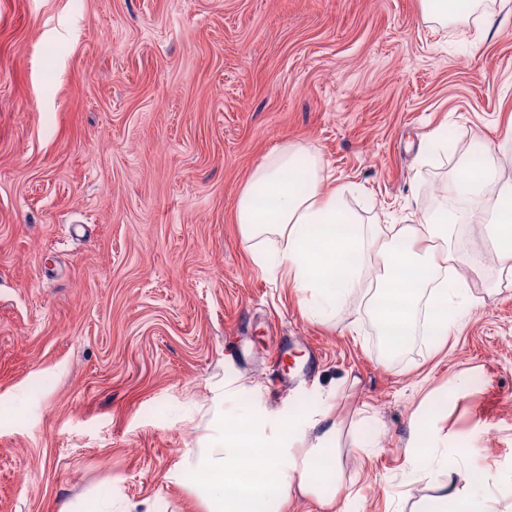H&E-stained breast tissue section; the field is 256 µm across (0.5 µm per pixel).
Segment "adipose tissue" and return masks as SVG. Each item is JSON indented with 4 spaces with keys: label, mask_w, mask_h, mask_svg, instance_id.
<instances>
[{
    "label": "adipose tissue",
    "mask_w": 512,
    "mask_h": 512,
    "mask_svg": "<svg viewBox=\"0 0 512 512\" xmlns=\"http://www.w3.org/2000/svg\"><path fill=\"white\" fill-rule=\"evenodd\" d=\"M493 152L484 144L478 153L459 154L444 200L419 223L366 225L328 187L322 160L287 144L254 169L236 220L247 238H279L275 267L292 288L309 292L313 319L332 320L374 268L370 305L383 335L397 345L421 329L444 336L483 302L458 271L462 258L451 246L456 225L483 224L500 272L512 277V179L504 178ZM425 288L430 299L423 309ZM338 432L328 408L276 428L256 414L228 412L223 433L203 436L200 452L187 454L185 464L206 512H284L295 498L340 512ZM447 471L438 487L441 512H498L492 475L474 481L458 463Z\"/></svg>",
    "instance_id": "1"
}]
</instances>
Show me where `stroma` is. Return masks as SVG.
I'll return each mask as SVG.
<instances>
[{"instance_id": "1", "label": "stroma", "mask_w": 512, "mask_h": 512, "mask_svg": "<svg viewBox=\"0 0 512 512\" xmlns=\"http://www.w3.org/2000/svg\"><path fill=\"white\" fill-rule=\"evenodd\" d=\"M456 152L512 177V25L424 20L422 0H0V512H205L183 464L232 394L270 424L334 406L348 512H428L423 416L476 447L512 512V286L440 345L386 354L363 290L321 324L252 259L235 216L283 144L317 153L345 204L414 224ZM498 277L482 225L456 242ZM281 336L312 352L291 386ZM443 438L435 430L427 429L426 424L418 417L410 421V440L408 443L409 460L414 466L418 465L424 458L419 452L428 456H434Z\"/></svg>"}]
</instances>
